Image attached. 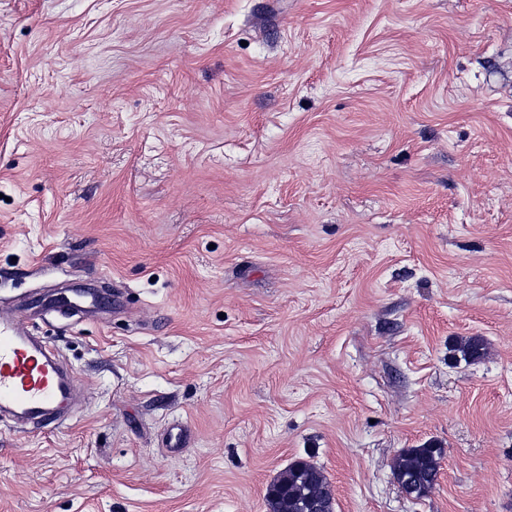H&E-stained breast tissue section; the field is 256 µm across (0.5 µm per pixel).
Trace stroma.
<instances>
[{"label": "stroma", "mask_w": 512, "mask_h": 512, "mask_svg": "<svg viewBox=\"0 0 512 512\" xmlns=\"http://www.w3.org/2000/svg\"><path fill=\"white\" fill-rule=\"evenodd\" d=\"M1 315L78 397L0 512H512V0H0ZM453 351L456 362L463 360L466 364H471L486 356L487 345L479 336L462 337L456 341ZM444 448H407L395 460L393 472L406 493L421 498L438 484ZM268 488L271 512H334L326 511L333 506L329 480L321 468L307 461L290 465Z\"/></svg>", "instance_id": "stroma-1"}]
</instances>
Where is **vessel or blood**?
I'll list each match as a JSON object with an SVG mask.
<instances>
[{
    "mask_svg": "<svg viewBox=\"0 0 512 512\" xmlns=\"http://www.w3.org/2000/svg\"><path fill=\"white\" fill-rule=\"evenodd\" d=\"M74 378L24 323L0 317V411L43 429L71 398Z\"/></svg>",
    "mask_w": 512,
    "mask_h": 512,
    "instance_id": "vessel-or-blood-1",
    "label": "vessel or blood"
}]
</instances>
